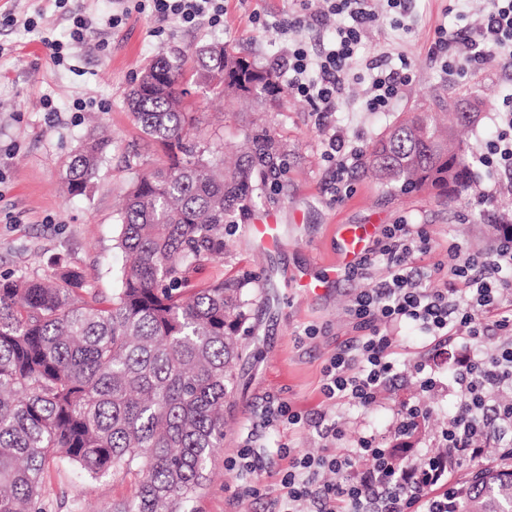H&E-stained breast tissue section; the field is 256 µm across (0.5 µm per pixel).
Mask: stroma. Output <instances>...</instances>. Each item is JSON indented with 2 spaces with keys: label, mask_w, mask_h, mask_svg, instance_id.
<instances>
[{
  "label": "stroma",
  "mask_w": 512,
  "mask_h": 512,
  "mask_svg": "<svg viewBox=\"0 0 512 512\" xmlns=\"http://www.w3.org/2000/svg\"><path fill=\"white\" fill-rule=\"evenodd\" d=\"M127 5L126 23L109 35L108 47L101 50L88 44L66 67L53 63L42 36L67 39L69 11L99 16L111 12L112 0H70L65 11L54 0H0V274L52 278L74 270L89 288L111 295L113 274L122 264L115 237L123 196L139 174L167 159L165 150L142 133L124 105L139 71L157 54L183 58L185 101L204 114L198 138L219 152L234 142L247 109L240 102L203 95L193 76L196 50L220 42L280 78L288 76V42L275 23L301 13V0H224L223 23L194 28L139 12L135 0ZM475 9L474 0H412L403 27L385 17L370 28L342 91L335 127L318 125L310 104L292 95L282 111L270 114L275 131L287 139L293 154L283 189L269 192L259 212L283 224L300 225L301 230L279 252L265 255L246 243L244 230L252 218L241 217L224 235L223 258L202 263L192 275L199 285L220 281L225 287L244 289L250 301L248 320L239 335L242 355L235 385L224 406V446L193 498L194 512H272L283 493L280 472L287 466L276 459V448L287 445L303 454L321 452L323 443L314 428L259 426L258 415L270 398L305 415L326 413L343 430L345 448L371 434L381 437L387 447H396L397 411L404 404L421 402L429 412L414 452L435 450L460 393L445 387L420 391L414 366L428 354V340L421 332L405 326L397 329L402 377L377 406L338 404L322 392L325 366L354 334L348 309L358 292L385 276L384 265L374 263L363 278L346 275L323 294L284 288L282 275L334 257L340 224H372L380 231L404 220L423 225L431 250L416 255L414 264L428 273L436 264L447 263L449 242H460L471 253L491 251L497 237L494 220L501 212H512V195L494 202L486 199L493 185L490 168L475 167V192L450 205L423 193L388 192L362 168L352 176L351 194L338 199L333 191L334 168L325 155L334 130L367 148L400 113L424 103L444 112L449 102L460 99L484 102L480 121L465 131L471 151L482 153L496 132L493 113L512 103V62L498 58L478 66L466 64L450 76L430 56L439 28L471 34ZM8 14L15 17V24L5 23ZM35 15L40 18L38 29H25L23 20ZM373 61L388 70L407 67L411 76L387 112L363 109L367 65ZM47 97L54 111L44 108ZM96 128L109 139L98 173L84 195L66 197L63 164ZM245 445L253 448L263 466L262 490L255 498L242 496V476L225 467L226 460ZM133 491L127 479L88 483L73 467L50 469L43 486L45 499L58 505V512H110L114 501Z\"/></svg>",
  "instance_id": "35a3bbf8"
}]
</instances>
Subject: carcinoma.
<instances>
[{
    "label": "carcinoma",
    "instance_id": "obj_1",
    "mask_svg": "<svg viewBox=\"0 0 512 512\" xmlns=\"http://www.w3.org/2000/svg\"><path fill=\"white\" fill-rule=\"evenodd\" d=\"M197 80L217 97L253 100L236 161L194 142L199 113L185 103L184 64L150 61L126 96L135 123L168 152L126 195L115 247L119 287L103 297L81 275L61 281L0 275V512H45L52 463L90 483L134 481L112 512H193L189 504L224 445V404L248 319L243 289L195 285L191 274L224 255V225L256 208L288 170L290 150L263 121L287 92L279 76L222 47L196 52ZM107 142L70 155L67 193L82 195ZM476 157L428 108L405 112L369 149L367 170L388 189L453 203ZM512 470L472 480L463 512H512Z\"/></svg>",
    "mask_w": 512,
    "mask_h": 512
}]
</instances>
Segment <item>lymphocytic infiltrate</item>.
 I'll return each instance as SVG.
<instances>
[{
    "label": "lymphocytic infiltrate",
    "mask_w": 512,
    "mask_h": 512,
    "mask_svg": "<svg viewBox=\"0 0 512 512\" xmlns=\"http://www.w3.org/2000/svg\"><path fill=\"white\" fill-rule=\"evenodd\" d=\"M489 8L478 27L480 50L459 45L447 29L435 42L445 73L455 68L449 50L479 61L486 55L512 53V0H488ZM139 10L164 20L178 18L195 26L218 25L223 0H140ZM320 12L346 16L324 52L310 54L301 32L305 18L291 17L277 28L287 34L288 89L309 102L319 124L335 114L349 63L355 59L364 31L378 15L370 0H320ZM498 133L486 144L483 165L501 175L499 191L512 192V111L498 113ZM335 168V193L348 191L352 173L364 163L361 148L348 146L343 134L333 133L326 152ZM504 230L491 256L483 261L463 255L458 244L448 246V278L440 285L427 283L413 266L415 255L426 253L427 236L409 224L389 225L372 256L363 257L359 270L379 258L387 275L375 287L358 293L349 308L357 334L349 338L324 369L327 399L350 401L365 408L380 403L397 378L394 331L409 324L433 337L436 356L446 357L449 338L464 344L480 338L512 335V214H502ZM461 397L441 431V451L408 457L406 449L380 447L372 436L361 437L356 447L342 450L334 444L343 436L336 424H324L319 435L327 447L320 454H300L281 447L287 459L282 475L283 495L276 512H461L465 487L454 477L465 461L480 464L490 450L512 458V344L497 345L479 355H467L456 376Z\"/></svg>",
    "instance_id": "obj_1"
}]
</instances>
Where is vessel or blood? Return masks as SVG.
Returning a JSON list of instances; mask_svg holds the SVG:
<instances>
[{"label":"vessel or blood","mask_w":512,"mask_h":512,"mask_svg":"<svg viewBox=\"0 0 512 512\" xmlns=\"http://www.w3.org/2000/svg\"><path fill=\"white\" fill-rule=\"evenodd\" d=\"M293 225L277 223L267 219L260 224L247 227V236L253 248L262 253L279 250ZM374 231L369 224H342L338 227L335 260L322 268L321 272L300 271L290 279L289 285L307 292L317 293L332 287L341 280L348 268L355 264L366 251Z\"/></svg>","instance_id":"1"}]
</instances>
